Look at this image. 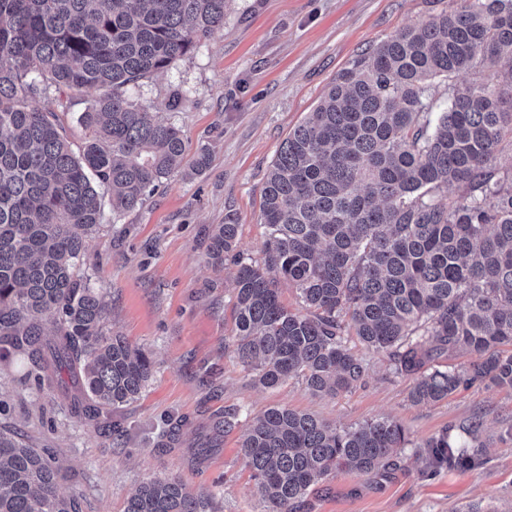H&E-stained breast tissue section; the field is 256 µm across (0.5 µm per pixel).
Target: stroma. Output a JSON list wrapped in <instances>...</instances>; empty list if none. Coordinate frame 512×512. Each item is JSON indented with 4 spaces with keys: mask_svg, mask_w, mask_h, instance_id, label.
Returning <instances> with one entry per match:
<instances>
[{
    "mask_svg": "<svg viewBox=\"0 0 512 512\" xmlns=\"http://www.w3.org/2000/svg\"><path fill=\"white\" fill-rule=\"evenodd\" d=\"M464 0H230L223 28L201 39L167 71L127 89L131 99L169 119L186 145L181 169L143 205L106 214L85 242L81 277L103 295L107 335L149 352L151 379L112 414L108 437L71 410L70 381L38 387L26 359L0 361V425L48 449L60 490L81 488L83 512H124L129 495L152 479L176 478L213 496L215 512H260L239 434H224L202 464L189 460L198 434L225 410L253 413L282 405L350 427L382 417L400 422L411 445L394 466L327 478L294 512H512V390L488 383L459 387L435 404H413L410 382L384 354L358 341L366 373L357 387L330 398L291 380L257 385L236 359V267H212L214 225L239 227L238 248L262 262L266 228L262 189L292 129L317 105L333 78L359 52ZM48 91L31 104L56 113L73 148L87 136L76 117L97 98ZM210 164L195 170L200 150ZM484 425L482 458L472 467H431L422 444L474 418Z\"/></svg>",
    "mask_w": 512,
    "mask_h": 512,
    "instance_id": "35a3bbf8",
    "label": "stroma"
}]
</instances>
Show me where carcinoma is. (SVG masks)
<instances>
[{
	"label": "carcinoma",
	"instance_id": "carcinoma-1",
	"mask_svg": "<svg viewBox=\"0 0 512 512\" xmlns=\"http://www.w3.org/2000/svg\"><path fill=\"white\" fill-rule=\"evenodd\" d=\"M227 0H0V359L26 355L38 384L66 370L91 420L134 400L150 356L103 333L105 304L76 278L85 237L105 203L121 213L182 163L181 129L131 101L126 88L167 70L224 26ZM408 25L354 57L282 143L262 191L263 264L241 256L238 225L209 237L212 264L235 257V353L264 388L300 378L336 396L366 368L347 345L352 328L412 381L415 404L462 385L512 389V0H467ZM508 75L458 83L468 71ZM446 83L447 107L434 93ZM103 89L78 117L88 137L74 153L52 112L31 108L50 89ZM296 289L308 314L279 300ZM52 316L56 340L44 339ZM469 353L464 370L440 365ZM241 430L261 512H293L342 470L370 474L406 447L404 427L380 419L336 428L287 407L220 428ZM483 428H448L423 444L434 462L478 461ZM0 512H81L59 492L54 459L0 427ZM124 512H213L212 496L176 479L142 483Z\"/></svg>",
	"mask_w": 512,
	"mask_h": 512
}]
</instances>
